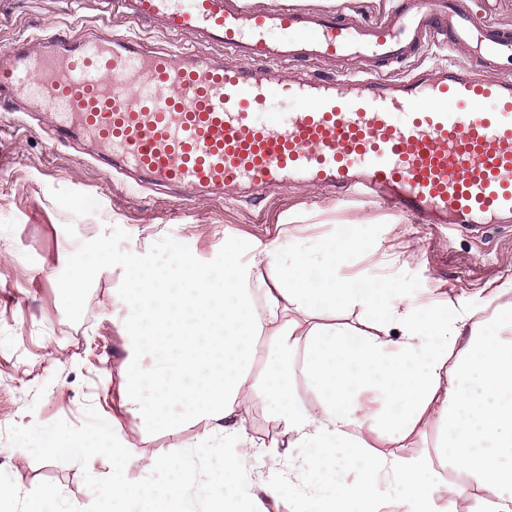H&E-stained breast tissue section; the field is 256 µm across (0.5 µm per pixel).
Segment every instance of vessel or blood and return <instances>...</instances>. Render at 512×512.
Listing matches in <instances>:
<instances>
[{
	"mask_svg": "<svg viewBox=\"0 0 512 512\" xmlns=\"http://www.w3.org/2000/svg\"><path fill=\"white\" fill-rule=\"evenodd\" d=\"M111 7L196 47L73 31L0 49V97L53 113L55 136L93 142L108 168L199 195L311 186L466 232L512 221L511 26L459 0H411L375 21L224 0ZM430 42L467 50L469 67L382 74ZM344 57L373 69L343 80L254 71Z\"/></svg>",
	"mask_w": 512,
	"mask_h": 512,
	"instance_id": "vessel-or-blood-1",
	"label": "vessel or blood"
}]
</instances>
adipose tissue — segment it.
Here are the masks:
<instances>
[{
    "mask_svg": "<svg viewBox=\"0 0 512 512\" xmlns=\"http://www.w3.org/2000/svg\"><path fill=\"white\" fill-rule=\"evenodd\" d=\"M355 247L348 240L327 250L318 288L301 263L280 260L276 240L246 247L225 236V278L218 283L196 253L181 248L177 281L136 262V277L120 293L133 311L123 329L134 346L121 404L147 430L203 424L205 432L223 433L229 452L211 495L201 501L196 490L203 472L182 467L164 486L133 483L122 472L165 467L168 458L113 449L115 475L107 485L113 503L134 505L137 512H267L266 502L278 501L281 488L272 480L247 482L244 464L260 457L265 441L248 434L239 414L262 396L289 447L306 451L307 475L318 488L306 512H384L376 494L382 481L402 487L400 512H441L443 490L428 478L436 463L468 480L467 512H491V501L492 512H512V300L474 322L466 313L418 306L398 293L370 330L329 322L336 310L379 305L380 288L360 289L336 276L337 252ZM261 335L276 352L256 381L252 342ZM158 357L164 363L157 371H143L145 360ZM298 377L316 404L300 401L293 386ZM377 415L391 443L436 425V459L365 454L378 436ZM341 444L352 453L340 459ZM350 468L363 471V483L347 482Z\"/></svg>",
    "mask_w": 512,
    "mask_h": 512,
    "instance_id": "obj_1",
    "label": "adipose tissue"
}]
</instances>
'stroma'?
I'll return each instance as SVG.
<instances>
[{
  "mask_svg": "<svg viewBox=\"0 0 512 512\" xmlns=\"http://www.w3.org/2000/svg\"><path fill=\"white\" fill-rule=\"evenodd\" d=\"M66 28L127 33L147 46L171 41L156 26L100 11L97 0L77 12L68 0H0V48ZM468 62L463 51L428 44L390 74ZM52 121L46 112L32 119L0 109V483L20 487L10 512H23L26 499L47 490L54 496L44 499V512H112L103 488L111 457L47 446L41 439L46 429L95 444L99 427L118 420L114 440L171 461L167 468L127 471L126 479L136 483L167 484L183 466L214 477L224 469L220 433L205 437L191 424L175 433L147 432L120 405L132 351L117 301L128 278L126 258L174 277L170 244L210 263L231 234L250 242L279 240L285 262L300 257L318 264L349 227L359 243L337 263L338 278L375 282L421 300L448 299L478 320L494 310L499 289L512 285V223L475 237L450 224H418L369 202L340 204L311 188L272 189L257 201L129 189L108 181L84 148L56 139ZM93 243L115 262L98 264L88 251ZM304 454L282 441L263 462L265 477L282 487L279 512L317 492L298 465Z\"/></svg>",
  "mask_w": 512,
  "mask_h": 512,
  "instance_id": "35a3bbf8",
  "label": "stroma"
}]
</instances>
